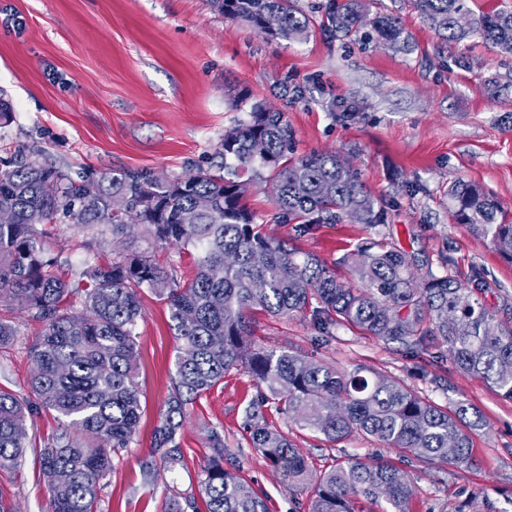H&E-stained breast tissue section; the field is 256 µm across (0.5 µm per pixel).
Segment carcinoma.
Returning a JSON list of instances; mask_svg holds the SVG:
<instances>
[{
	"mask_svg": "<svg viewBox=\"0 0 512 512\" xmlns=\"http://www.w3.org/2000/svg\"><path fill=\"white\" fill-rule=\"evenodd\" d=\"M469 2L411 0L439 39L477 40L512 53V7L476 13ZM210 3L224 18L256 29L267 14H277L280 26L273 37L288 43L310 34L312 21L294 0ZM459 14L471 16V26H458ZM323 27L335 38L361 33L364 40L395 51L411 48L400 18L368 17L365 0H329ZM292 140L285 113L254 101L215 151L222 177L199 168L159 184L148 169L118 168L76 180L36 155L0 160V208L15 216L14 223L0 224V303L15 300L43 323L29 349L34 369L27 392L0 390V468L18 466L33 446L27 421L34 412L66 422L71 433L36 449L51 512H101V481L138 434L143 407L136 326L144 289L166 303L180 342L175 380L153 433V454L161 462H183L177 437L186 406L223 381L226 372L239 369L266 389L245 411L251 445L290 483L307 478L308 463L288 435L267 422L270 402L283 405L291 422L330 442L359 431L428 465L448 460L472 465L468 429L478 421L469 418L468 405L460 403L450 412L378 372H342L249 340L251 312L292 317L312 306L323 338L350 325L408 347L439 340L459 371L512 400V325L494 320L463 282L431 270L417 278L406 253L382 239H368L341 260L360 283L349 288L318 258L262 233L245 202L250 184L262 178L275 184L277 222L293 225L299 236L318 224L339 223L352 211L371 227L388 220L385 206L371 198L336 153L290 157ZM51 179L59 185L54 196L43 192ZM325 183L332 188L328 196L321 192ZM114 195L127 197L133 210L147 207L146 229L157 240L196 250L191 281L178 282L137 251L85 270L83 287L56 273L30 215L40 213L44 224L64 218L88 227L107 224L113 238L125 240L132 225L110 211ZM448 212L454 223L512 263V218L494 196L457 181L448 187ZM185 213L194 215L193 223L182 222ZM78 293L82 309L75 311L68 301ZM210 444L214 454L200 484L207 512H267L250 482L224 468V439L214 430ZM415 491L383 460L339 463L319 476L307 512H355L358 500L381 512H409Z\"/></svg>",
	"mask_w": 512,
	"mask_h": 512,
	"instance_id": "obj_1",
	"label": "carcinoma"
}]
</instances>
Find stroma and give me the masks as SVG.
Returning a JSON list of instances; mask_svg holds the SVG:
<instances>
[{
    "label": "stroma",
    "instance_id": "35a3bbf8",
    "mask_svg": "<svg viewBox=\"0 0 512 512\" xmlns=\"http://www.w3.org/2000/svg\"><path fill=\"white\" fill-rule=\"evenodd\" d=\"M374 3L400 17L414 51L339 40L318 27L306 41L289 44L224 19L209 0H0V93L12 112L0 121V159L38 148L74 177L115 167L170 178L204 167L217 175L215 150L243 118L239 102L247 95L285 113L295 154L337 153L389 210L388 224L380 227L323 224L299 237L290 225L271 223L273 193L258 180L246 202L268 235L318 256L345 282L350 275L341 258L366 239H385L419 268L475 288L496 321L510 322L512 263L453 224L446 193L455 181L475 182L512 212V92L492 98L482 89L485 78L512 75V54L481 43L441 44L409 0ZM285 85L301 88L302 97L282 96ZM347 105L356 108L353 118L338 120ZM44 230L47 257L73 280L129 248L151 255L178 280L195 274L192 247L161 244L141 230L122 241L108 225L85 227L70 218ZM142 303L136 331L143 413L137 437L105 480L102 512H169L171 500L198 497L214 430L224 439L225 468L262 489L268 512H307L314 481L288 485L248 440L244 410L260 390L241 370L228 371L187 406L177 438L183 463L157 465L144 477L141 463L173 384L178 341L166 305L148 292ZM0 318L18 329L0 348V389L20 392L42 324L15 303L0 305ZM252 330L266 347L346 371L374 370L438 405L464 403L480 414V427L470 433L474 463L461 470L396 455L362 434L333 444L268 410L269 424L288 433L313 473L381 458L415 483L411 512H456L461 505L466 512H512V400L457 370L445 344L434 340L418 352L344 326L321 343L309 312L292 318L256 313ZM65 431L47 414L35 416L29 425L34 450L20 466L0 469V498L17 512H49L35 450Z\"/></svg>",
    "mask_w": 512,
    "mask_h": 512
}]
</instances>
